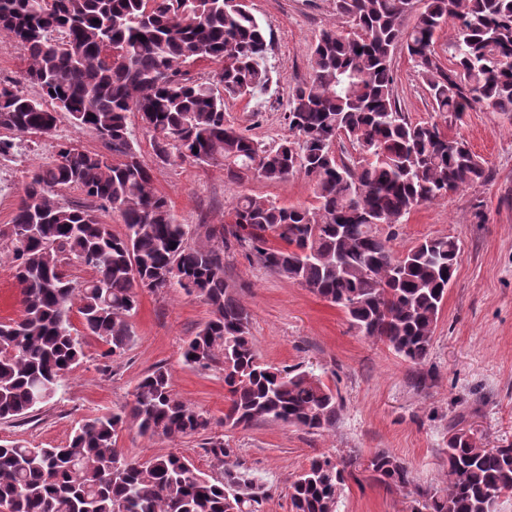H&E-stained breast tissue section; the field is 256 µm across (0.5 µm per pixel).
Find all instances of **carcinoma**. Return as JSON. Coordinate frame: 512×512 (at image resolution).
<instances>
[{"mask_svg": "<svg viewBox=\"0 0 512 512\" xmlns=\"http://www.w3.org/2000/svg\"><path fill=\"white\" fill-rule=\"evenodd\" d=\"M348 28H329L311 47V74L289 93L294 139L267 147L225 118L228 99L252 97L271 80V40L246 0H0V35L26 62L0 82V129L43 136L68 114L105 151L68 141L31 171L12 224L0 228V265L19 286L21 316L0 322V419L24 418L57 395L93 336L123 354L138 291L180 289L201 297L210 318L188 341L185 362L224 372V425L274 421L309 433L336 428V393L311 370L258 360L251 314L224 282V259L240 253L341 308L350 326L405 360L428 355L456 272L461 245L425 238L397 254L378 226L394 227L421 205L491 178L466 139L437 121L413 122L393 95L392 59L415 62L433 111L454 121L477 107L512 113V0H335ZM453 24L446 68L436 34ZM218 62L217 82L181 68ZM36 86L31 98L19 86ZM153 133L156 157L224 167L230 182L314 181L316 204L286 206L243 195L218 223L210 244L189 243L154 186L128 114ZM350 145L354 158L337 148ZM77 189L81 201L62 192ZM119 214L112 232L102 214ZM92 275L81 281L69 268ZM82 329L71 322L72 311ZM207 413L186 405L168 372L142 377L132 400L82 421L62 445L0 443V506L8 512H262L267 490L243 468L212 477L174 452L147 459L117 448L136 428L170 441L210 429ZM217 459L233 449L206 442ZM443 487L414 485L409 467L379 450L364 471L377 482L414 488L412 512H498L512 495V442L484 447L452 427ZM358 458L321 454L288 486L292 512H337Z\"/></svg>", "mask_w": 512, "mask_h": 512, "instance_id": "cac0c4a2", "label": "carcinoma"}]
</instances>
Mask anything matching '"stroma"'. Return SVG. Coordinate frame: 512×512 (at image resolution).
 I'll return each mask as SVG.
<instances>
[{
	"label": "stroma",
	"mask_w": 512,
	"mask_h": 512,
	"mask_svg": "<svg viewBox=\"0 0 512 512\" xmlns=\"http://www.w3.org/2000/svg\"><path fill=\"white\" fill-rule=\"evenodd\" d=\"M252 13L271 34L268 64L273 82L261 101L227 100V119L241 133L267 145L289 135L285 115L292 87L308 80L310 48L322 29L342 26L334 0H249ZM393 91L415 122L435 119L425 85L406 51H396ZM129 122L138 150L152 167L154 186L165 195L177 223L192 228L191 244L206 245L207 227L229 211L241 195L286 206L315 203L309 178L281 182L252 178L232 184L218 166L156 157L151 132L137 113ZM463 134L491 179L450 193L447 199L414 210L391 243L404 251L431 237L454 236L461 256L439 317L432 348L419 364L351 328L343 310L305 286L235 255L224 262V281L251 312V335L261 362L277 368L314 371L336 392L343 406L335 430L313 434L279 422L224 427L228 405L224 375L186 365L183 347L210 317L204 300L176 289L143 292L130 323L134 339L126 352L108 361L104 346L89 337L85 357L64 380L56 397L30 416L0 421V441L32 445L65 443L79 421L128 402L138 381L164 366L174 392L190 407L208 413L212 435L234 453L218 461L207 452L204 435L175 441L148 439L127 429L117 438L125 454L141 459L164 452L187 457L218 477L241 467L267 488L263 512H292L290 480L320 453L368 459L384 449L410 467L416 485L442 486L444 450L454 423H462L494 448L512 442V115L477 108L446 124ZM72 140L98 152L102 143L90 130L75 129L60 115L48 136L18 140L22 161L0 199V228L9 224L29 171L52 160L57 143ZM408 490L386 487L360 473L349 481L338 512H410Z\"/></svg>",
	"instance_id": "35a3bbf8"
}]
</instances>
